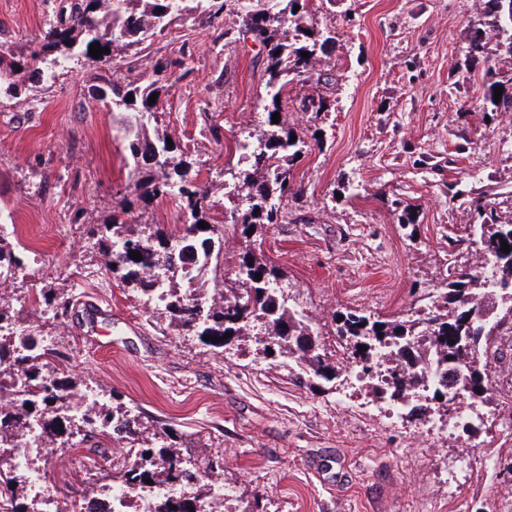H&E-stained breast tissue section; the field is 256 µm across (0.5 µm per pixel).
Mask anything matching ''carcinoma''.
<instances>
[{
	"mask_svg": "<svg viewBox=\"0 0 512 512\" xmlns=\"http://www.w3.org/2000/svg\"><path fill=\"white\" fill-rule=\"evenodd\" d=\"M187 0H71L58 9L57 21L48 23L40 40L34 42L29 53L17 60L14 56L0 54V83L9 82V88L21 92V87L11 81L21 68L31 76L42 77L43 65L49 61L65 59L74 48L90 45L113 48L119 43L137 48L172 26L186 11ZM196 8L208 17L218 18L232 6V0H195ZM311 0H276L277 8L237 14L235 27L224 29L225 41L250 40L259 51L254 63L268 75L267 88L271 93L259 99L268 115L283 112L282 88L298 79L302 82H322L316 70L320 58L329 55L336 38L326 36L314 21ZM485 26L494 33L498 46L512 57V0H504L507 8L500 10L493 0H481ZM309 57H302V53ZM486 54V43L476 36L470 40L465 54L464 68L471 72L470 64ZM484 109L496 116L512 113V76L498 79L490 71L482 77ZM503 87L501 100L494 101L496 87ZM112 104L119 113V122L143 112L157 109L150 102L154 93H160L156 83L123 84L114 82L110 88ZM133 100L126 101L127 96ZM327 98L320 93H308L298 99V111L319 113L325 109ZM271 129L263 134L258 145L251 147L248 156L240 157L244 166H230L224 173L237 181L245 192L247 206L242 208L231 202L224 215L230 217L233 228L242 234L257 226L292 223L285 219L288 200L300 189L294 180V168L304 154V140L296 135V128L288 122L270 123ZM296 139H291V136ZM127 149L135 163L136 178L128 191L141 199L163 198L178 190L181 207L190 216L183 225L181 248L175 252V266L164 269L158 264L159 253L168 245V238L157 242L139 238L122 231L120 217L113 218L111 263L116 265L112 275L121 282L133 284L143 296L149 297L158 288L167 289L164 309L175 321L178 329H190L199 337L210 336L209 344L225 347L232 339L244 335L249 323L263 319L269 338L267 352L279 348V354L288 358L300 374L332 380L340 370L330 364L321 352L318 334L310 319L302 318L295 309V302L288 289L278 287L280 276L275 266L259 259L251 251L240 254L238 263L230 272H224L228 289L222 300L210 308L205 320L197 322L198 298L195 286L208 270L213 256L220 253L223 239L209 235H195L198 224L216 223L212 216L214 202L208 189L196 184L191 163L171 156L167 138L157 141L135 135ZM470 209L474 215L471 234L479 246L478 254L491 260L499 289L483 287L477 267L453 268L448 274L445 288L427 296L430 306L427 315L419 313L393 316L386 320L374 319L361 311L348 310L333 315L336 335L351 350V359L363 364L365 371L372 368L375 351L386 345L398 348L396 364L390 368L385 390L389 399H403L415 393L422 377L412 368L427 359L446 366L453 361L456 371L462 373L461 390L479 382L483 394H488L487 382L482 372L481 353L487 352L492 337L512 331V304L506 303L505 289L512 286V251H502L501 241L512 247V221L502 219L501 205L512 206V194L500 201H491L483 193L469 192ZM138 252L142 259H132L130 253ZM472 336L469 345L451 344V335ZM18 336H0V395L13 390L15 376L23 374L28 381L26 393L13 398L5 411H0V492L19 497V488L13 486L16 477L11 469L10 457L14 447L12 438L24 429L30 418L39 417L50 438L63 434L58 426L59 417L52 409L59 408L73 399L74 386L53 373L36 370L37 358L23 354L20 348L26 340ZM364 351H359V348ZM32 408H27V405ZM84 421L90 437L114 436L120 431L125 437L138 435L137 428L114 412L103 407L86 408ZM183 461L171 449L140 448L133 459L127 461L119 476L122 485L143 486L146 480L154 485L176 483L182 480ZM210 487L197 489L189 495L172 500L158 512H190L193 502L208 497Z\"/></svg>",
	"mask_w": 512,
	"mask_h": 512,
	"instance_id": "cac0c4a2",
	"label": "carcinoma"
}]
</instances>
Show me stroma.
I'll use <instances>...</instances> for the list:
<instances>
[{"instance_id":"stroma-1","label":"stroma","mask_w":512,"mask_h":512,"mask_svg":"<svg viewBox=\"0 0 512 512\" xmlns=\"http://www.w3.org/2000/svg\"><path fill=\"white\" fill-rule=\"evenodd\" d=\"M60 2L0 0V49L26 55ZM311 8L336 36L321 59L335 82L325 88L328 111L287 115L307 145L294 171L303 197L288 205L295 221L248 237L226 228L211 267H234L247 248L271 262L332 361L335 312L396 315L444 287L449 254L468 260L472 215L451 186L512 191V115L490 120L482 109L484 72L507 73L512 57L493 50L473 79L457 73L483 22L478 0ZM184 43L186 66L166 68ZM256 52L188 14L142 53L118 50L106 64L72 58L54 76L26 81L19 97L1 85L0 224L19 225L11 247L33 280L0 285V308L14 332L39 337L60 377L135 417L138 439L177 449L200 470L223 456L233 512H512V336L498 338L487 359L499 373L476 404L483 425L426 440L425 411L386 420L344 378L298 383L282 358L258 355L251 334L212 347L113 278L112 216L134 166L129 134L101 89L115 80L162 85L158 110L140 116L138 129L168 135L220 203L230 147L269 127L257 105L267 88ZM397 198L415 204L413 228L399 223ZM122 215L125 231L141 237H174L189 220L175 194ZM62 297L71 313L61 322L52 305ZM133 442L104 436L93 453L74 428L46 468L59 503L106 492Z\"/></svg>"}]
</instances>
